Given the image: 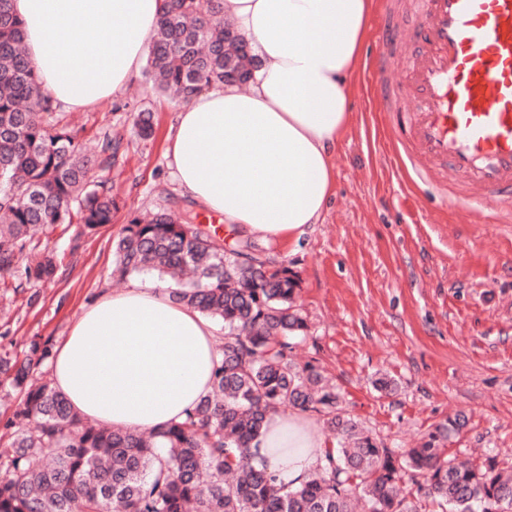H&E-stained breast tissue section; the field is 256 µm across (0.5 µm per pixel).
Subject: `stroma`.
I'll use <instances>...</instances> for the list:
<instances>
[{
    "mask_svg": "<svg viewBox=\"0 0 512 512\" xmlns=\"http://www.w3.org/2000/svg\"><path fill=\"white\" fill-rule=\"evenodd\" d=\"M355 120L336 145L334 195L320 221L288 245L251 240L299 285L307 323L294 350L336 384L345 410L385 447L419 444L450 415L467 425L450 455L512 463V223L444 207L430 184L402 179L378 98L353 81ZM179 102L137 75L110 99L77 111L54 109L52 123L80 137L109 135L121 149L98 178L112 188V221L97 230L54 226L39 249L57 269L23 291L0 290V351L26 356L31 341L58 346L83 309L119 293L115 242L131 220L155 212L220 218L184 197L165 156ZM153 115V134L135 121ZM395 382L377 391L380 376Z\"/></svg>",
    "mask_w": 512,
    "mask_h": 512,
    "instance_id": "1",
    "label": "stroma"
}]
</instances>
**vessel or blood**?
<instances>
[{
    "label": "vessel or blood",
    "mask_w": 512,
    "mask_h": 512,
    "mask_svg": "<svg viewBox=\"0 0 512 512\" xmlns=\"http://www.w3.org/2000/svg\"><path fill=\"white\" fill-rule=\"evenodd\" d=\"M413 37L388 0L367 79L397 114L398 168L446 199L496 214L512 206V0H419Z\"/></svg>",
    "instance_id": "b4317fda"
}]
</instances>
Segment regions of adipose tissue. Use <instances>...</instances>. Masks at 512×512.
Returning a JSON list of instances; mask_svg holds the SVG:
<instances>
[{
    "mask_svg": "<svg viewBox=\"0 0 512 512\" xmlns=\"http://www.w3.org/2000/svg\"><path fill=\"white\" fill-rule=\"evenodd\" d=\"M373 0H224L256 59L174 111L165 153L183 196L227 225L280 243L318 223L333 194L336 144L352 120L348 88ZM28 56L54 103L71 110L137 76L162 0H12ZM92 39H76L78 31ZM215 326L168 286L133 283L82 311L52 373L81 415L130 430L182 420L209 390ZM270 471L296 486L328 439L303 414L270 415Z\"/></svg>",
    "mask_w": 512,
    "mask_h": 512,
    "instance_id": "adipose-tissue-1",
    "label": "adipose tissue"
}]
</instances>
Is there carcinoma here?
<instances>
[{"label":"carcinoma","instance_id":"cac0c4a2","mask_svg":"<svg viewBox=\"0 0 512 512\" xmlns=\"http://www.w3.org/2000/svg\"><path fill=\"white\" fill-rule=\"evenodd\" d=\"M147 55L153 91L173 89L187 102L255 59L224 26L223 0H164ZM22 22L0 0V285L18 291L55 272L50 255L19 266L35 235L56 224L93 229L112 223V189L91 172L112 159V138L96 157L77 136L46 121L52 101L21 50ZM121 275L157 271L171 296L224 322L211 389L180 422L146 434L82 423L64 395L44 383L25 388L0 449V512H419L430 501L448 512H512V467L494 456L478 464L445 458V442L466 424L457 414L397 455L339 406L318 369L292 358L305 330L298 286L254 243L225 248L190 218L162 213L123 228L116 244ZM34 343L24 359L0 354V375L23 387L32 366L51 358ZM314 412L339 436L299 485L286 487L258 463L266 419L279 411ZM416 497L402 493L405 476Z\"/></svg>","mask_w":512,"mask_h":512}]
</instances>
